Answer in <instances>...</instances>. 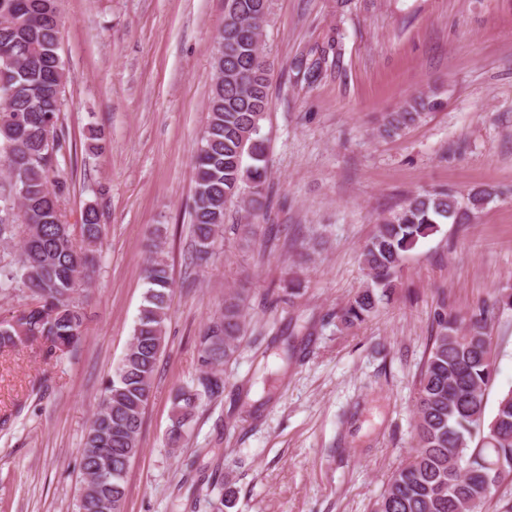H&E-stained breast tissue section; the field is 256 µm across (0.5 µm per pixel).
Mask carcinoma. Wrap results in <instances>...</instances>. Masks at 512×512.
Segmentation results:
<instances>
[{"label": "carcinoma", "instance_id": "carcinoma-1", "mask_svg": "<svg viewBox=\"0 0 512 512\" xmlns=\"http://www.w3.org/2000/svg\"><path fill=\"white\" fill-rule=\"evenodd\" d=\"M268 0H224V30L213 57L209 121L194 159L192 235L196 258L210 254L224 227L225 207L237 202L247 216L263 215L268 188L267 118L271 64L259 39ZM59 0H0V242H18L19 253L0 260V290L25 289L35 304L0 320V349L35 341L60 357L77 350L85 315L72 301L76 286L96 273L103 225L95 205L81 216V243L63 220L67 182L57 171L66 142L58 125L64 105L65 68ZM443 106L435 92L418 94L383 116L380 133L396 136ZM498 192L473 188L467 196L433 188L407 197L381 218L361 249L367 287L336 312L345 325L373 314L396 288L400 267L420 239L441 224H466ZM147 290L131 342L113 370L84 447L83 481L75 512H121L126 477L138 452V435L165 343L171 279L163 253L154 251L145 270ZM512 310V296L483 302L467 321L439 319L417 382L416 441L409 458L388 479L372 512H485L501 486L512 482V391L486 415L487 390L495 375L488 320ZM246 315L239 296L199 336L202 375L195 388L174 397L171 443L182 438L203 399L219 396L224 380L213 368L237 352Z\"/></svg>", "mask_w": 512, "mask_h": 512}]
</instances>
